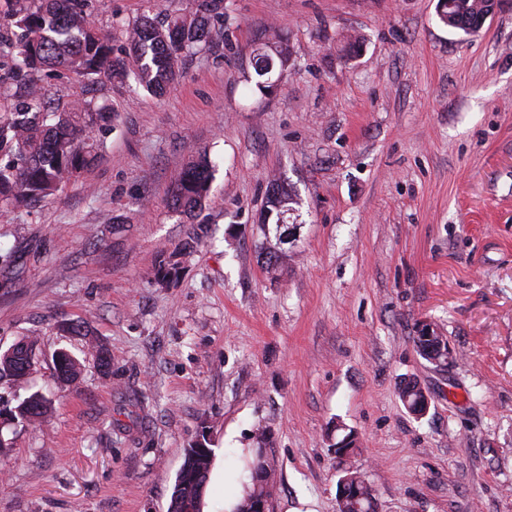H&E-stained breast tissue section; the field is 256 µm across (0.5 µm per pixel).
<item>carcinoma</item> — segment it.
I'll return each mask as SVG.
<instances>
[{
	"instance_id": "carcinoma-1",
	"label": "carcinoma",
	"mask_w": 512,
	"mask_h": 512,
	"mask_svg": "<svg viewBox=\"0 0 512 512\" xmlns=\"http://www.w3.org/2000/svg\"><path fill=\"white\" fill-rule=\"evenodd\" d=\"M92 0H0V208H16L55 195L66 183L78 178L102 157L103 142L96 133L110 126L114 112L106 103L82 98L59 108L44 96L41 77L68 74L86 83L123 81L133 77L148 92L161 96L173 82L190 50L206 43L211 20L222 15L224 0H199L189 16L174 15L159 23L144 14L135 21L124 55L116 56L111 39L87 22ZM481 12L479 0H454L453 8L440 21L466 35ZM273 65L278 76L288 70V46L276 41L260 53ZM212 164L201 155L178 176L171 196L172 209L192 215L202 209L213 179ZM264 219L276 216L286 222L292 198L275 188L267 199ZM198 236L192 234L178 244L159 265L156 274L165 280L178 274L195 251ZM37 340L25 337L15 343L12 353H0V387L19 386L34 369L32 357ZM55 375L63 384L81 376L82 364L60 351L54 359ZM404 404L421 401L417 383L399 387ZM50 401L33 392L14 407L0 395V417L13 424H33L47 413ZM185 451L172 497L177 512H197L199 498L191 474L196 467L212 464L210 456L193 458ZM279 481L277 470L264 484L248 483L237 510L242 512L254 498H271ZM373 494L358 472L338 496V512H374Z\"/></svg>"
}]
</instances>
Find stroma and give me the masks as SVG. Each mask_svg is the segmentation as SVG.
<instances>
[{
	"mask_svg": "<svg viewBox=\"0 0 512 512\" xmlns=\"http://www.w3.org/2000/svg\"><path fill=\"white\" fill-rule=\"evenodd\" d=\"M437 0H226L208 45L158 97L135 80L44 79L115 112L102 158L57 195L0 212V349L37 339L42 422L5 431L0 512H168L186 448L213 451L202 512H228L267 438L272 512H338L344 467L376 512H512V0L479 33ZM198 0H92L123 54L141 15ZM291 67L261 93L274 38ZM207 151L198 217L170 206ZM295 235L261 215L272 184ZM207 232L176 280L163 254ZM89 320L112 350L99 372ZM436 324L456 359L418 352ZM83 365L60 386L53 358ZM419 382L430 407L399 396ZM357 450L340 463L344 430Z\"/></svg>",
	"mask_w": 512,
	"mask_h": 512,
	"instance_id": "stroma-1",
	"label": "stroma"
}]
</instances>
